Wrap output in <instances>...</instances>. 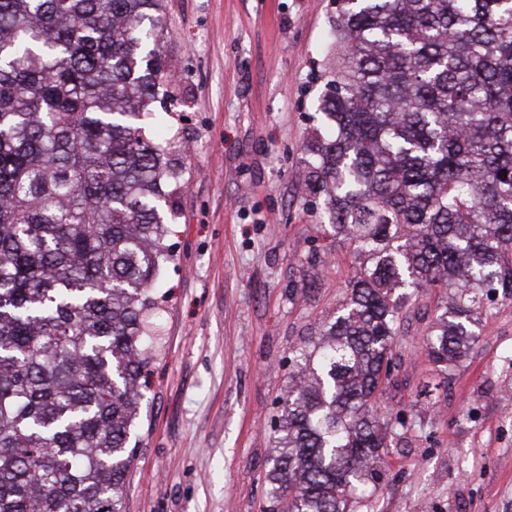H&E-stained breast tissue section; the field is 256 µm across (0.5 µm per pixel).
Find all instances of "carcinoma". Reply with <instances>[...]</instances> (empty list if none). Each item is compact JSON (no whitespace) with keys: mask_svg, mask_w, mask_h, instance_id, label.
Segmentation results:
<instances>
[{"mask_svg":"<svg viewBox=\"0 0 512 512\" xmlns=\"http://www.w3.org/2000/svg\"><path fill=\"white\" fill-rule=\"evenodd\" d=\"M164 26L162 0H0V512H121L183 182L141 126ZM333 32L303 162L358 270L291 349L264 512L378 486L411 297H443L425 352L446 372L512 296V0H340Z\"/></svg>","mask_w":512,"mask_h":512,"instance_id":"carcinoma-1","label":"carcinoma"}]
</instances>
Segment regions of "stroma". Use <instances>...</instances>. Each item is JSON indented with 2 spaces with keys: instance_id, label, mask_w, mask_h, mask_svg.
<instances>
[{
  "instance_id": "stroma-1",
  "label": "stroma",
  "mask_w": 512,
  "mask_h": 512,
  "mask_svg": "<svg viewBox=\"0 0 512 512\" xmlns=\"http://www.w3.org/2000/svg\"><path fill=\"white\" fill-rule=\"evenodd\" d=\"M161 50L177 109L145 122L176 137L183 186L168 218L161 336L122 512H260L291 349L343 301L357 262L320 225L302 147L335 0H163ZM321 264L310 268L312 252ZM427 291L379 398L405 418L358 512H512V299L485 301L478 341L447 392L423 351Z\"/></svg>"
}]
</instances>
